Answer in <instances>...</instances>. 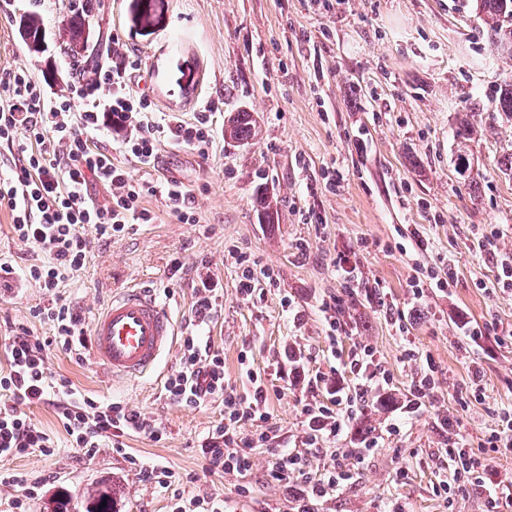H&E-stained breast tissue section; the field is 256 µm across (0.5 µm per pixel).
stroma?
I'll list each match as a JSON object with an SVG mask.
<instances>
[{
    "label": "stroma",
    "instance_id": "35a3bbf8",
    "mask_svg": "<svg viewBox=\"0 0 512 512\" xmlns=\"http://www.w3.org/2000/svg\"><path fill=\"white\" fill-rule=\"evenodd\" d=\"M475 0H93L87 28L99 61H112L120 40L142 60L134 77L161 114L190 119L206 103L215 142L208 157L165 141L156 168L131 158L122 163L133 178L183 182L195 198L198 221L183 224L160 198L144 205L151 224L135 225L110 242L94 243L84 270L65 279L59 293L81 308L86 320L113 295L132 285L153 291L186 331L194 300L196 268L207 263L224 286L222 308L206 326L224 350V383L247 388L241 358L260 371L269 390L272 425L279 440L298 445L304 430L306 395L289 384L280 366L285 346L302 349L309 373H330L328 318L346 321L343 348L373 347L392 377L390 389L366 393L346 432L310 456L319 478L333 463L335 448L359 450L376 440L354 478L319 512H384L391 501L408 512H486V496L470 488L446 501L433 485L444 467L438 452L448 441L443 417L459 421L458 432L488 476L512 475V449L489 448L499 414L512 407V345L482 338L475 356L484 368L483 393L467 391L468 361L456 320L474 325L496 321L512 331V294L493 286L492 261L471 251L489 224L512 226V119L498 112L497 91L512 83V59L492 55L474 13ZM73 0H9L0 7V74L25 68L48 81L49 92L67 95L81 65L60 50L63 21ZM34 15L44 33L40 50L24 43L19 20ZM474 112L477 133L468 149L471 172L456 168L455 131L462 110ZM253 113L258 138L233 143L224 125L239 111ZM341 182L328 190L324 178ZM278 199L274 223H263L255 207L258 189ZM422 238H413V230ZM270 269L274 282L252 299L236 293L235 255ZM36 253L11 229L0 209V261L16 269L0 288V337L24 326L49 336L51 324L35 318L48 300L19 275ZM359 275L348 278L343 259ZM179 273H172L173 261ZM454 264L449 292L425 288L422 304L411 305L408 285L419 268ZM386 294L405 314L397 330L373 298ZM358 307H350L351 298ZM332 312H324V304ZM431 355L435 388L419 414L404 419L405 400L418 363L406 349ZM177 350L137 381L114 379L91 356L75 360L54 348L47 366L83 392L121 400L155 419L161 442L141 435L127 451L82 457L66 448V435L49 407L32 409V420L60 445L56 455L0 459V470L19 469L42 486L29 512H53L58 493L71 498V512H85L87 497L106 486L112 512H169L166 490L140 482L126 459L134 454L160 461L187 476V490L220 497L230 512H295L292 494L268 480L272 451H253L244 477L211 473L199 440L221 409L170 402L164 381L176 367ZM402 421L399 434L389 426Z\"/></svg>",
    "mask_w": 512,
    "mask_h": 512
}]
</instances>
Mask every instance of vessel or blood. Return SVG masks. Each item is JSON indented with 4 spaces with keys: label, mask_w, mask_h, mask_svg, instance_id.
<instances>
[{
    "label": "vessel or blood",
    "mask_w": 512,
    "mask_h": 512,
    "mask_svg": "<svg viewBox=\"0 0 512 512\" xmlns=\"http://www.w3.org/2000/svg\"><path fill=\"white\" fill-rule=\"evenodd\" d=\"M175 334L169 308L145 289L130 287L97 313L89 349L113 377L135 380L155 369Z\"/></svg>",
    "instance_id": "vessel-or-blood-1"
}]
</instances>
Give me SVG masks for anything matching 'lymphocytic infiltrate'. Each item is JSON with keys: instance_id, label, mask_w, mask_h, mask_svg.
Instances as JSON below:
<instances>
[{"instance_id": "1", "label": "lymphocytic infiltrate", "mask_w": 512, "mask_h": 512, "mask_svg": "<svg viewBox=\"0 0 512 512\" xmlns=\"http://www.w3.org/2000/svg\"><path fill=\"white\" fill-rule=\"evenodd\" d=\"M112 55L115 64L99 66L93 83L74 84L67 97L49 95L46 87L23 68L0 77V146H17L20 137L26 141L20 148V165L0 178V207L10 212L17 239L39 254L28 266L27 275L48 294L47 306L37 314L53 327L49 336H38L22 327L0 342L7 358L6 368H0L1 459L55 453L52 436L27 414L36 405L54 408L70 447L86 456L105 448L124 450V437L133 434L155 442L164 435L161 426L146 414L120 402L94 399L68 378L52 375L47 367L50 348H61L79 358L88 347L83 313L63 301L58 288L86 267L94 242L110 241L136 224L153 223L154 214L143 205L149 195L161 197L179 222L197 221L194 197L182 183L136 180L115 163L110 150L90 147L89 138L110 127L125 129L120 153L146 168L155 166L162 140H173L202 155L214 142L206 113H199L191 123L173 115L156 121L151 98L132 83L133 74L141 67L139 56L117 41L112 44ZM77 98L86 102L79 111L73 105ZM95 182L110 191L105 203L89 197V187ZM503 236L499 227H490L476 237L471 248L493 262L497 287L508 290L512 288V252L503 251ZM194 288L191 315L197 328L183 337L177 367L167 376L164 391L179 406H222V418L200 440L201 453L210 472L238 477L252 468V448L266 446L274 431L269 424L267 387L253 371L248 374L252 383L248 394L225 387L224 352L210 337L199 333L200 326L217 313L224 289L201 270L196 273ZM302 359L298 350L283 354L296 383L309 395L302 408L304 435L300 447L276 449L267 476L293 491L296 512H315V502L352 479L346 467L352 453L339 451L318 480L310 472L309 453L339 438L354 418L363 393L371 388L388 389L391 379L367 345L357 347L347 363L358 380L354 393L347 392L343 381L322 374L306 376ZM320 390L329 395V402L316 399ZM247 422L259 427L257 438L241 435L240 427ZM444 453L454 468V479L440 481L435 494L445 497L476 487L486 494L487 512H503L507 503L499 494L501 480L486 477L459 442H449ZM138 471L142 482L169 491V512H224L223 500L191 495L180 474L168 466L142 464Z\"/></svg>"}]
</instances>
